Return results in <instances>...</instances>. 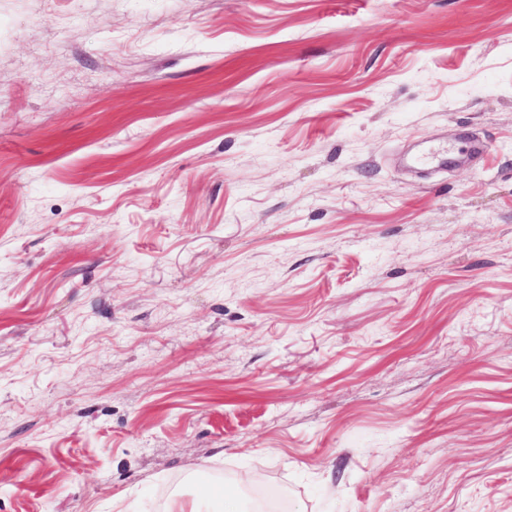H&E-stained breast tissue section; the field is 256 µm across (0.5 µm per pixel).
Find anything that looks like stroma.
I'll list each match as a JSON object with an SVG mask.
<instances>
[{"instance_id":"35a3bbf8","label":"stroma","mask_w":512,"mask_h":512,"mask_svg":"<svg viewBox=\"0 0 512 512\" xmlns=\"http://www.w3.org/2000/svg\"><path fill=\"white\" fill-rule=\"evenodd\" d=\"M257 486L512 512V0H0V512ZM448 144L423 148L410 158V165L419 168H442L448 164Z\"/></svg>"}]
</instances>
